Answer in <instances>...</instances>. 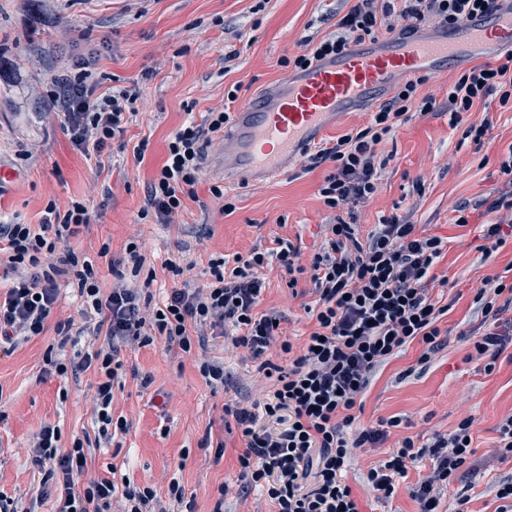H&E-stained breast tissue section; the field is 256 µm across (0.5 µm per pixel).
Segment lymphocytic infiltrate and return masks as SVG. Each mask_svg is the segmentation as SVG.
<instances>
[{
    "label": "lymphocytic infiltrate",
    "instance_id": "f902f5d3",
    "mask_svg": "<svg viewBox=\"0 0 512 512\" xmlns=\"http://www.w3.org/2000/svg\"><path fill=\"white\" fill-rule=\"evenodd\" d=\"M504 0H356L337 22L335 37L312 45L304 53L282 59V66L302 69L329 56L344 53L351 43L375 40L394 18L402 32L413 34L434 24L452 29L482 11L501 8ZM102 79L90 62H77L72 73L52 84L47 98L59 111L63 128L72 143L85 154L102 155L111 142L121 138L130 116L137 111L139 95L123 88L100 96ZM419 84L401 85L391 99L381 104L366 129L344 135L333 146L319 150L312 166L332 162L319 194L326 207L336 211L325 227V244L310 263L291 242L277 248L253 249L233 261L218 259L211 264V280L198 287L183 276L180 265L170 271L182 277L157 310L145 311L139 289L119 285L104 290L93 264L81 258L71 240L91 216L87 206L72 201L67 208L48 202L39 225L0 224V260L15 276L13 285L0 299V352L10 353L19 343L42 335L58 299V281L70 279L82 299L84 317L94 319L103 340L84 354L80 370L94 369L99 375L93 403L100 422L101 439H109L113 424L114 390L121 384L122 349L138 344L160 343L165 350L191 354L194 341L205 334L223 337L225 349L246 352L259 369L274 381L268 397L255 410L225 405L244 441L238 456L239 478L245 489L259 490L274 512H360L345 473L361 448L384 443L398 418L383 421L378 428H361L353 410L373 373L411 343L423 351L420 363H428L444 345L438 325L448 311L438 304L430 285L433 268L443 252L439 237L428 236L417 225L391 216L382 220L367 237H358L356 226L340 217L346 207L365 201L376 190L378 171L375 147L392 134L412 105L429 112L431 101H418ZM498 95L500 106L512 104V52L499 65H477L461 75L448 89L450 126L461 124L463 113L490 95ZM230 120L225 111L209 112L204 123L185 122L167 145L164 164L149 183L140 219L166 224L182 212L199 180L206 147L223 136ZM502 187L488 199V212L498 221L484 230V256L498 251L512 237V151L499 163ZM276 264L296 287L298 274L311 275L316 301L310 312L316 327L301 349L279 341L277 317L258 309L263 283L254 269ZM473 301L489 330L473 344L477 357L486 361V371L507 348L495 330L512 308V286L486 279L474 287ZM289 355L288 366L274 363L273 350ZM471 419H463L456 430L436 436L422 446L403 438L367 472V482L379 496L388 498L397 479L423 461L430 472L411 488L418 512H440L442 491L468 463L472 454ZM61 436L52 425L43 426L27 455L31 464L53 481L57 491L56 512H167L148 486L117 490L111 479L97 478L76 485L82 476L88 450L82 439H74L61 451Z\"/></svg>",
    "mask_w": 512,
    "mask_h": 512
}]
</instances>
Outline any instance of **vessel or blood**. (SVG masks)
<instances>
[{
  "label": "vessel or blood",
  "mask_w": 512,
  "mask_h": 512,
  "mask_svg": "<svg viewBox=\"0 0 512 512\" xmlns=\"http://www.w3.org/2000/svg\"><path fill=\"white\" fill-rule=\"evenodd\" d=\"M512 47V11L468 21L452 34H391L380 49H351L340 59L314 63L244 102L224 133L222 159L228 184L237 177L283 175L330 131L337 113L353 111L400 76L435 72L463 50Z\"/></svg>",
  "instance_id": "1"
}]
</instances>
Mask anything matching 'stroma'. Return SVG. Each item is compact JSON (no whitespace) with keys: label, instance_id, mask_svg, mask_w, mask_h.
<instances>
[{"label":"stroma","instance_id":"obj_1","mask_svg":"<svg viewBox=\"0 0 512 512\" xmlns=\"http://www.w3.org/2000/svg\"><path fill=\"white\" fill-rule=\"evenodd\" d=\"M354 0H0V223L37 224L48 201L66 208L87 204L88 229L72 245L98 271L104 289L116 286L113 263L124 260L125 245L141 243L143 273L154 276L151 291L162 300L181 281L167 261L191 266L195 283L210 279L212 259L233 258L251 249L274 248L284 239L303 259L321 251L324 227L334 220L319 187L331 163L290 167L280 178L257 185L224 184V174L207 147L202 176L194 196L170 223L139 219L146 185L167 155L171 135L186 118L203 122L207 112L237 111L240 102L286 75L281 59L298 52L305 39L320 41L334 34L337 21ZM89 58L104 80L98 94L113 86L140 91L138 113L126 125L124 147H111L101 157L87 156L71 142L61 118L47 107L44 93L54 80L70 74L76 58ZM503 51L476 56L460 67L426 75L419 94L432 98V112L414 115L376 147L384 159L372 197L354 205L361 233L381 218L396 215L442 239L444 250L434 267L433 291L448 305L439 326L447 344L426 365H419V344H410L372 378L361 398V424L399 417L388 444L364 448L347 474L361 512H418L408 488L429 472L428 464L409 471L397 492L378 497L366 481L367 471L382 459L389 443L412 437L416 444L454 430L472 418L473 471L450 483L442 502L456 508L466 500L468 512H496L495 483L512 479V460H499L494 449L499 425L512 413V356L502 355L493 372L473 356L472 343L480 319L472 288L488 277L512 282V239L491 257H483L481 226L495 216L480 207L500 185L498 162L512 148V111L491 97L465 113V122L488 121L482 148L464 140L462 128L448 124V86L476 65H496ZM238 100H227L230 90ZM148 141L143 162L133 149ZM30 151L22 159L21 151ZM224 189L216 198L211 186ZM232 212H225V203ZM468 204L467 223H458L457 208ZM108 256H101L102 244ZM265 289L260 311L281 314V339L300 343L314 327L304 310L314 296L308 275L296 288L276 265L257 271ZM81 301L62 287L43 335L13 353L0 354V496L34 503L37 512H53L54 496L27 458L44 425L58 426L62 446L73 438L90 440L99 422L89 388L93 372L61 377L47 369L46 358L57 322L73 320L82 327ZM224 363L221 389L200 375V359ZM124 389L115 391L114 415L127 428L113 431L108 447L92 448L89 477L113 476L116 483L149 486L166 497L171 481H179L192 512H211L223 499L224 512H273L259 492L240 495L237 456L242 441L235 422L224 419L225 405L244 408L262 401L272 389L246 351L230 355L223 338L211 339L191 355L165 351L153 344L123 351ZM150 375L149 387L139 379ZM224 444L223 455L202 447L204 438ZM226 495H219L221 486Z\"/></svg>","mask_w":512,"mask_h":512}]
</instances>
